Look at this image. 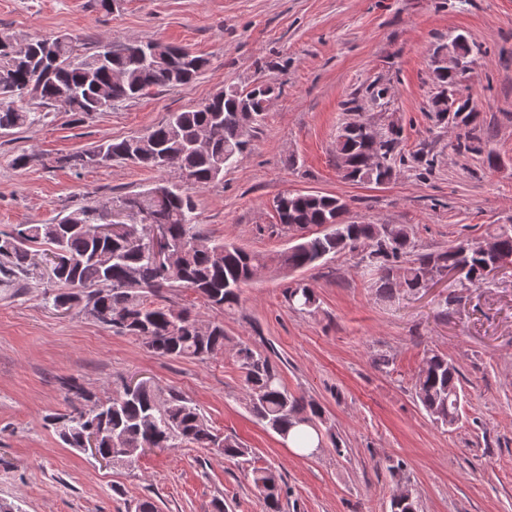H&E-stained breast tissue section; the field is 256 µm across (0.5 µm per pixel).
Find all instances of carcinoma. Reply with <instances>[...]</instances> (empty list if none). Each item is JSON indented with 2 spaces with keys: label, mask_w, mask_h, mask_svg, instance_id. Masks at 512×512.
<instances>
[{
  "label": "carcinoma",
  "mask_w": 512,
  "mask_h": 512,
  "mask_svg": "<svg viewBox=\"0 0 512 512\" xmlns=\"http://www.w3.org/2000/svg\"><path fill=\"white\" fill-rule=\"evenodd\" d=\"M12 37L0 36V134L29 127L41 116L26 110L21 101L28 95L39 98L48 108H63L82 116L104 112L113 105L135 99L152 88L175 87L191 82L206 66L198 56L184 55V48L170 46L168 56L158 62L141 60L137 51L151 42H136L120 48L109 47L110 63H99L100 46L91 53L74 54L73 39L67 34L34 35L26 39L32 56L28 62L16 56L9 45ZM49 45L56 64L51 71L38 70L39 54ZM438 86L432 99L436 116L446 115L438 97L457 96L459 123L465 132L449 148L455 153L486 154L494 168L499 157L487 149V140L477 125L478 113L470 99L458 96L460 78L433 71ZM276 86L262 80L243 89L228 87L201 103L171 112L144 134L120 141H105L59 159L74 169H85V159L95 155L100 164L128 162L162 174L187 176L189 184L204 187L224 178V169L236 163L249 146L250 132L265 112L264 103L275 95ZM200 132L210 136L209 148L198 151L193 141ZM400 132L377 131L370 119L354 127L347 123L336 136V153L348 160L350 171L344 179L374 185L392 180L396 164L403 161L398 150ZM373 153L383 162L370 167ZM112 212L87 205L51 224H19L0 233V280L21 282L38 268L35 247L50 246L60 261L52 267L54 289L46 297L52 307L78 308L99 323L142 339L160 356L206 360L224 354L229 338L224 325L213 322L197 329L198 321L188 307L175 308L148 300L163 290L189 288L213 308L222 310L239 304L242 288L255 270L275 264L285 272L316 266L330 254L359 251L366 266L378 275L381 292L391 294L401 288L409 293L423 287L424 271L430 267L459 270L461 284L475 286L486 277V269L497 260L512 263V228L501 226L490 235L497 251L485 254L461 241L441 252L414 253L412 231L406 224H365L346 218L328 194L292 193L279 195L274 208L282 229L305 232L319 229L315 236H304L298 244L272 258L250 252L204 235L197 224V205L192 196L168 179L151 187L119 196L110 201ZM148 210L154 223L167 226L170 239L181 246V257L168 268H161L153 253L150 232L140 223L134 208ZM92 224L112 225V234L96 236ZM290 307L310 312L316 306L314 289L296 282L287 288ZM236 359L249 389L247 409L265 427L282 439L304 425L312 428L323 447L319 424L324 410L288 391L281 369L271 356L247 344H239ZM460 373L448 358L433 353L425 359L415 377L414 394L436 423L451 427L459 420ZM67 390L91 403L87 410L74 409L53 418L56 433L70 448L80 447L85 429L93 424L112 430V439L126 454V466L135 464L143 448H218L227 460L252 454L231 436H223L209 426L200 410L181 395H162L147 380L132 393L120 391L101 401L76 380L64 382ZM252 486L263 498L267 512H283V488L266 467L251 470Z\"/></svg>",
  "instance_id": "1"
}]
</instances>
